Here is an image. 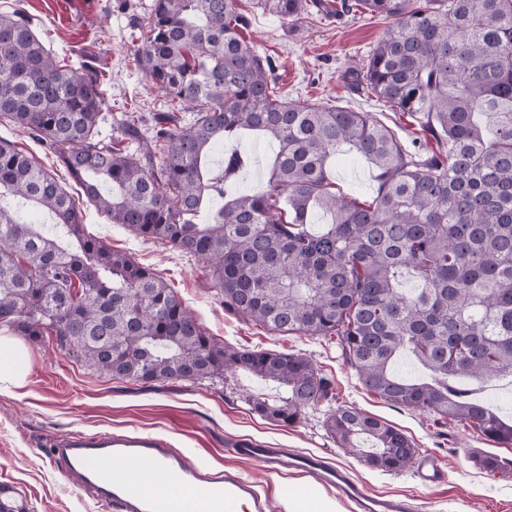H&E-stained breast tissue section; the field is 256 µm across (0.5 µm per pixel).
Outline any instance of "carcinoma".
Instances as JSON below:
<instances>
[{
	"label": "carcinoma",
	"instance_id": "1",
	"mask_svg": "<svg viewBox=\"0 0 512 512\" xmlns=\"http://www.w3.org/2000/svg\"><path fill=\"white\" fill-rule=\"evenodd\" d=\"M296 21L327 0H254ZM389 25L347 73L388 104L409 143L371 112L297 103L278 92L269 55L247 37L239 0H152L132 61L178 111L154 114L138 155L100 137V71L60 60L21 10L0 14V125L46 145L112 223L203 260L224 308L272 331L336 340L382 400L512 444V418L482 397L512 385V0H356ZM244 130L277 143L266 187L237 189L250 157L214 152ZM347 145L379 182L360 201L336 190L329 160ZM55 233L21 221L19 203ZM208 220L198 221L205 204ZM325 217L314 226L313 217ZM0 328L48 339L87 370L140 383L250 374L287 396L249 399L282 426L336 401L301 354L221 344L154 270L86 234L71 197L0 138ZM405 351L426 373L394 371ZM336 446L385 473L418 449L353 407L324 422ZM474 464L503 469L494 454Z\"/></svg>",
	"mask_w": 512,
	"mask_h": 512
}]
</instances>
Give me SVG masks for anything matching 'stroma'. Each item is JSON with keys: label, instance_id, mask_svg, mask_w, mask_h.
<instances>
[{"label": "stroma", "instance_id": "obj_1", "mask_svg": "<svg viewBox=\"0 0 512 512\" xmlns=\"http://www.w3.org/2000/svg\"><path fill=\"white\" fill-rule=\"evenodd\" d=\"M152 0H0V13L21 8L32 18L47 47L72 64L92 61L104 75L106 103L102 138L126 152L137 145L121 132L124 113L150 119L165 111V97L151 90L132 63L139 33ZM255 44L273 60L274 74L289 100L348 107L373 113L392 128L404 126L399 114L372 98L350 91L344 80L355 60L366 56L386 23L361 12L340 17L302 16L290 23L278 15L244 4ZM0 138L13 142L55 175L83 217L86 230L112 249L154 269L176 290L186 307L218 342L250 349H271L310 357L322 375L334 382L337 404L377 416L411 438L420 454H431L447 477L436 487L422 486L412 471L383 474L345 454L327 436L329 410H307L295 426L282 427L251 412L250 394H275L274 384L253 376L222 373L203 383L133 385L90 373L52 342L23 341L24 386L0 389V486L9 487L26 512H100L48 457L45 446L71 434L112 432L150 435L210 472L231 471L254 482L267 495L270 512H284L282 500L292 485L307 484L298 474L232 455L236 442L265 448L312 453L362 482L378 494L409 499L417 512H512V447L489 443L471 429L434 424L428 414L389 404L368 393L344 362L336 342L317 337L281 335L227 312L219 286L201 259L171 246L146 241L112 223L83 195L55 156L23 130L0 126ZM332 173L347 195L367 199L377 189L372 169L350 152L337 155ZM505 461L501 473L487 475L470 459L475 449Z\"/></svg>", "mask_w": 512, "mask_h": 512}]
</instances>
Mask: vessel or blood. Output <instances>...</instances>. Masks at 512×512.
<instances>
[{
  "mask_svg": "<svg viewBox=\"0 0 512 512\" xmlns=\"http://www.w3.org/2000/svg\"><path fill=\"white\" fill-rule=\"evenodd\" d=\"M236 455L296 470L335 488L354 512H413L408 499L367 492L347 474L329 468L323 457L283 448L241 444ZM48 454L63 473L91 494L103 512H267L268 499L239 475H216L189 464L184 457L151 436L75 435L53 443ZM415 477L426 487L445 478L433 456L417 458ZM209 484L210 495L200 500L168 493L171 483Z\"/></svg>",
  "mask_w": 512,
  "mask_h": 512,
  "instance_id": "b4317fda",
  "label": "vessel or blood"
}]
</instances>
